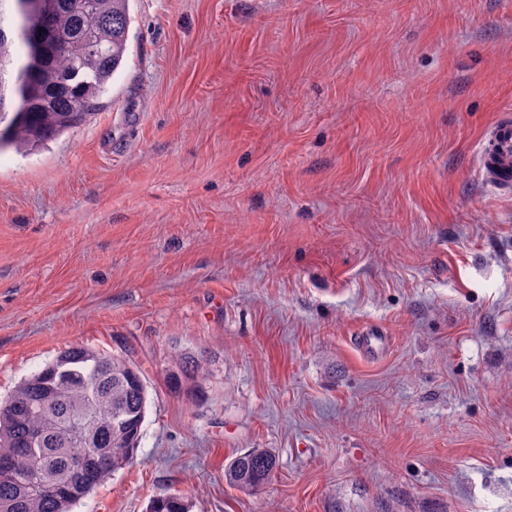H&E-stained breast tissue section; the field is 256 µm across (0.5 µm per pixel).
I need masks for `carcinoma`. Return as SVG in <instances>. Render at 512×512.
I'll return each instance as SVG.
<instances>
[{
    "instance_id": "1",
    "label": "carcinoma",
    "mask_w": 512,
    "mask_h": 512,
    "mask_svg": "<svg viewBox=\"0 0 512 512\" xmlns=\"http://www.w3.org/2000/svg\"><path fill=\"white\" fill-rule=\"evenodd\" d=\"M27 0H0V154L31 153L103 108V96L124 68L130 0H50L31 12ZM205 374L204 356L182 352L167 377L185 390ZM148 403V385L127 353L75 344L18 383L0 403V451L15 459L0 478V512H73L134 458ZM86 464L85 474L71 472ZM276 455L249 448L224 476L253 492L275 476ZM147 512H190L181 495L151 500Z\"/></svg>"
}]
</instances>
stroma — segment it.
<instances>
[{"label":"stroma","mask_w":512,"mask_h":512,"mask_svg":"<svg viewBox=\"0 0 512 512\" xmlns=\"http://www.w3.org/2000/svg\"><path fill=\"white\" fill-rule=\"evenodd\" d=\"M107 107L0 154V402L132 350V463L74 512H512V0H131ZM389 338L364 359L354 336ZM202 354L197 397L175 355ZM247 448L278 472L224 479ZM484 176L500 189L512 190V117L501 118L487 136L482 151ZM511 171V176H510ZM204 374V356L182 352L173 359V368L167 377L168 387L174 393L184 392L187 383H196ZM277 467L278 460L272 451L267 448H249L226 464L224 476L231 486L249 493L270 482ZM147 512H190V505L181 495H162L151 500Z\"/></svg>","instance_id":"1"}]
</instances>
